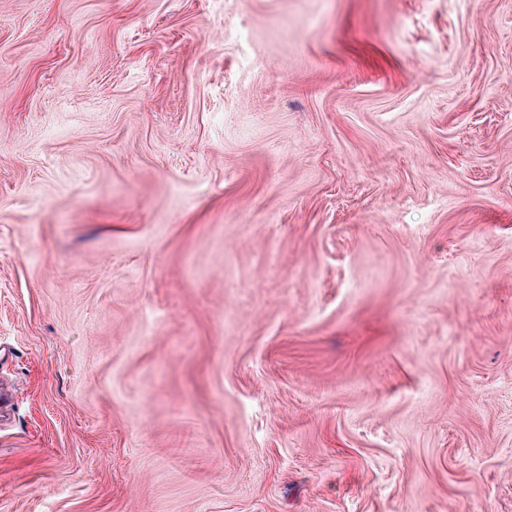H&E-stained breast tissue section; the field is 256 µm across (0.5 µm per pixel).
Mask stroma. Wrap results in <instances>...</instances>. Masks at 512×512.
I'll list each match as a JSON object with an SVG mask.
<instances>
[{
	"label": "stroma",
	"mask_w": 512,
	"mask_h": 512,
	"mask_svg": "<svg viewBox=\"0 0 512 512\" xmlns=\"http://www.w3.org/2000/svg\"><path fill=\"white\" fill-rule=\"evenodd\" d=\"M0 512H512V0H0Z\"/></svg>",
	"instance_id": "obj_1"
}]
</instances>
